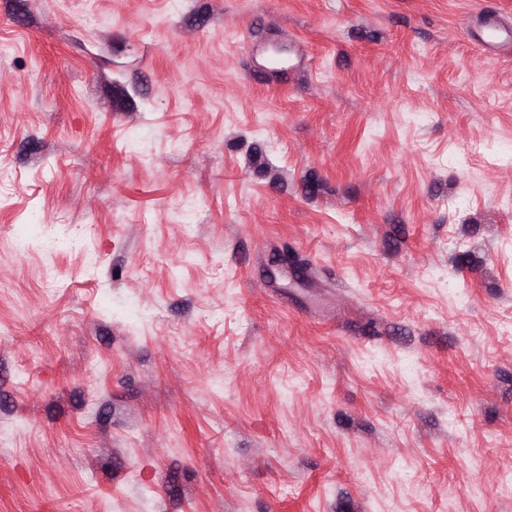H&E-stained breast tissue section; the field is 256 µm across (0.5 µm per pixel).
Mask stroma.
I'll list each match as a JSON object with an SVG mask.
<instances>
[{"instance_id": "35a3bbf8", "label": "stroma", "mask_w": 512, "mask_h": 512, "mask_svg": "<svg viewBox=\"0 0 512 512\" xmlns=\"http://www.w3.org/2000/svg\"><path fill=\"white\" fill-rule=\"evenodd\" d=\"M489 16L0 0V512H512Z\"/></svg>"}]
</instances>
